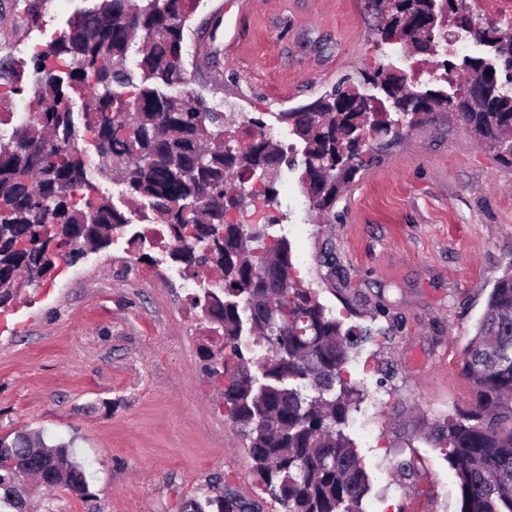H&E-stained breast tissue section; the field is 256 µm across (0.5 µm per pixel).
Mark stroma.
Here are the masks:
<instances>
[{
	"label": "stroma",
	"mask_w": 512,
	"mask_h": 512,
	"mask_svg": "<svg viewBox=\"0 0 512 512\" xmlns=\"http://www.w3.org/2000/svg\"><path fill=\"white\" fill-rule=\"evenodd\" d=\"M96 5L44 0L32 29L26 0H0V57L24 72L21 93L0 95V110L34 105V50ZM382 26L375 0H198L187 37L212 59L188 58L187 83L171 92L234 101L262 114L275 140H289L281 113L377 67L420 61L404 44L385 56ZM276 183L295 204L267 207L256 182L255 199L226 220L278 217L272 233L291 247L292 278L344 327L373 333L345 368L361 391L345 431L370 476L365 512H458L456 477L424 434L472 398L460 355L512 261V167L465 126L439 118L404 132L360 171L332 223L310 209L300 169L281 168ZM130 235L56 261L38 287L0 309V434L24 428L71 442L88 479L81 496L24 481L32 512H177L218 476L262 512H279L224 415L184 271L137 260ZM406 460L408 479L396 469Z\"/></svg>",
	"instance_id": "stroma-1"
}]
</instances>
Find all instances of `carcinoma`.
Wrapping results in <instances>:
<instances>
[{
    "instance_id": "1",
    "label": "carcinoma",
    "mask_w": 512,
    "mask_h": 512,
    "mask_svg": "<svg viewBox=\"0 0 512 512\" xmlns=\"http://www.w3.org/2000/svg\"><path fill=\"white\" fill-rule=\"evenodd\" d=\"M196 0H101L31 61L40 74L35 110L0 137V308L21 284L37 285L60 255L75 261L100 250L130 223L99 193L76 148L80 129L95 139L97 172L118 177L130 203L145 201L149 223L168 232L170 256L188 269L217 273L220 287L195 300L212 372L224 376V411L248 440L257 481L280 512H363L370 477L345 434L358 390L343 378L353 332L290 278L291 248L281 237L227 224L246 207L231 180L242 174L264 183L276 202L272 174L281 146L265 134L236 135V120L191 92L186 83L185 28ZM385 42L440 55L444 28L473 24L470 0H380ZM488 55L450 57L445 74L469 75L459 90H410L403 74L379 68L363 81L380 97L342 83L282 120L302 145L303 183L312 210L336 218V202L357 173L377 160L366 134H397L447 115L512 166V36L482 32ZM23 73L0 66V84L21 91ZM83 98V126L73 98ZM82 193L83 206L74 201ZM279 286L266 287L275 272ZM267 346L262 359L244 353V324ZM473 390L467 408L428 433L443 452L459 491V512H512V260L495 280L485 310L461 356ZM46 449L26 462L16 449ZM68 459L64 486L88 491L86 470L70 446L17 430L0 435V505L26 512L18 482ZM178 512H261L258 502L220 481Z\"/></svg>"
}]
</instances>
